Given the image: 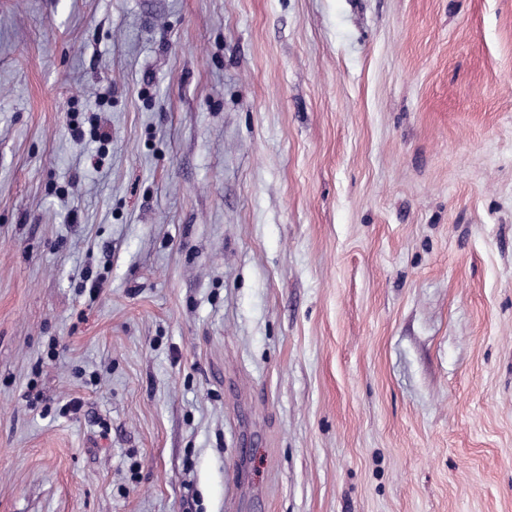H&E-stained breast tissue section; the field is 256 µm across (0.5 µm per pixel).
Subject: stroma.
Segmentation results:
<instances>
[{
    "label": "stroma",
    "instance_id": "35a3bbf8",
    "mask_svg": "<svg viewBox=\"0 0 512 512\" xmlns=\"http://www.w3.org/2000/svg\"><path fill=\"white\" fill-rule=\"evenodd\" d=\"M0 512H512V0H0Z\"/></svg>",
    "mask_w": 512,
    "mask_h": 512
}]
</instances>
